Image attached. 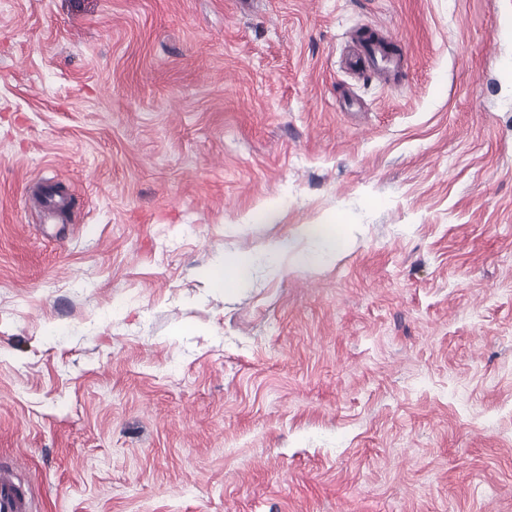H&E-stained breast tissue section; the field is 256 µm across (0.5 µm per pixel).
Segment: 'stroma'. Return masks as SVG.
Listing matches in <instances>:
<instances>
[{"label":"stroma","instance_id":"35a3bbf8","mask_svg":"<svg viewBox=\"0 0 512 512\" xmlns=\"http://www.w3.org/2000/svg\"><path fill=\"white\" fill-rule=\"evenodd\" d=\"M510 18L0 0V469L33 512H512ZM364 29L396 79L346 69ZM304 224L335 260L207 286ZM256 260L246 254L224 259L215 267L208 279L210 288L231 290L238 288L249 276Z\"/></svg>","mask_w":512,"mask_h":512}]
</instances>
